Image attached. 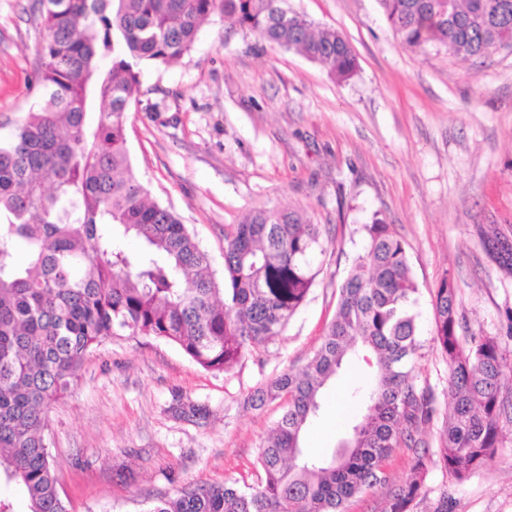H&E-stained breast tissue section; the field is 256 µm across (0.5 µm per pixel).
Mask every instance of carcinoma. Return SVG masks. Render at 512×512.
Instances as JSON below:
<instances>
[{
    "mask_svg": "<svg viewBox=\"0 0 512 512\" xmlns=\"http://www.w3.org/2000/svg\"><path fill=\"white\" fill-rule=\"evenodd\" d=\"M378 2L412 50L481 59L512 47V0ZM41 13L37 101L0 137V477L22 487L29 512H68L48 413L91 350L114 336H151L207 371L227 372L281 335L314 284V255L324 252L320 226L301 210L261 208L224 226L216 276L196 236L133 171L126 122L143 68L180 61L215 14L334 77H350L357 63L338 31L315 28L288 0H41ZM364 230L368 250L342 284L319 348L301 372L250 396L255 409L286 402L259 452L262 482L186 486L147 512H345L363 490L389 485L395 449L421 448L384 509L413 512L430 447L423 430L439 405L416 382L418 287L405 244L389 224ZM489 252L512 270L507 237H495ZM459 307L445 275L432 293L433 340L448 365L452 406L436 463L463 479L494 458L512 401L499 338L462 340ZM351 355L372 369L371 383L351 393L364 412L331 452L309 456L304 436L322 391Z\"/></svg>",
    "mask_w": 512,
    "mask_h": 512,
    "instance_id": "1",
    "label": "carcinoma"
}]
</instances>
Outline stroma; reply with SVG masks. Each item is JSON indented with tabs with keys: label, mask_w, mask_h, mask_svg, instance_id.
Here are the masks:
<instances>
[{
	"label": "stroma",
	"mask_w": 512,
	"mask_h": 512,
	"mask_svg": "<svg viewBox=\"0 0 512 512\" xmlns=\"http://www.w3.org/2000/svg\"><path fill=\"white\" fill-rule=\"evenodd\" d=\"M316 26L340 32L357 69L332 77L301 54L273 49L222 15L200 28L178 63L144 69L127 115L133 167L152 199L172 205L224 269V227L258 208H297L324 231L310 294L281 336L232 371L212 373L174 345L124 336L87 357L50 408L59 491L69 512H146L187 485L253 487L264 439L283 401L252 409L254 391L296 372L320 346L339 288L368 240L393 225L418 284L419 384L449 400L448 366L433 340L432 292L457 284L461 335L499 337L512 385V271L485 245L512 237V49L484 62L401 44L378 0H288ZM39 0H0V135L33 102L43 30ZM351 360L327 387L305 446L321 455L338 437L334 409L368 383ZM204 408L187 419L182 408ZM512 512V432L494 460L457 480L431 463L414 512Z\"/></svg>",
	"instance_id": "obj_1"
}]
</instances>
